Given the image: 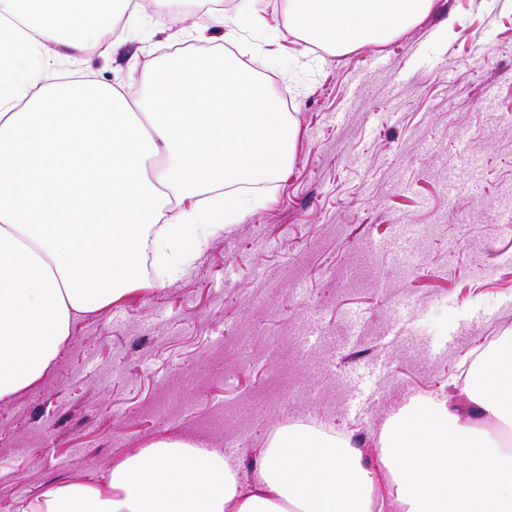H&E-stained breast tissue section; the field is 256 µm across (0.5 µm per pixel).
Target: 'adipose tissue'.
Listing matches in <instances>:
<instances>
[{"mask_svg": "<svg viewBox=\"0 0 512 512\" xmlns=\"http://www.w3.org/2000/svg\"><path fill=\"white\" fill-rule=\"evenodd\" d=\"M132 0H0V400L35 384L78 314L180 275L258 199L238 189L287 177L297 136L267 84L220 55L153 63L143 95L52 81L62 51L117 46L112 17ZM434 0H287L290 35L337 48L379 42ZM267 7L212 0L210 26L238 42ZM153 239L155 276L141 251ZM466 401L411 400L364 459L350 438L280 427L252 484L221 453L161 438L107 479L47 486L30 512H512V335L461 388Z\"/></svg>", "mask_w": 512, "mask_h": 512, "instance_id": "obj_1", "label": "adipose tissue"}]
</instances>
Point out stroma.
Segmentation results:
<instances>
[{"label":"stroma","mask_w":512,"mask_h":512,"mask_svg":"<svg viewBox=\"0 0 512 512\" xmlns=\"http://www.w3.org/2000/svg\"><path fill=\"white\" fill-rule=\"evenodd\" d=\"M126 32L114 57L61 59L140 95L150 55L202 26L189 6ZM234 47L297 122L284 180L177 279L79 315L35 385L0 401V501L103 480L168 436L221 450L243 483L267 433L299 415L374 455L415 396L457 393L467 357L512 333V0H435L401 34L329 50ZM137 63L129 74V63Z\"/></svg>","instance_id":"stroma-1"}]
</instances>
